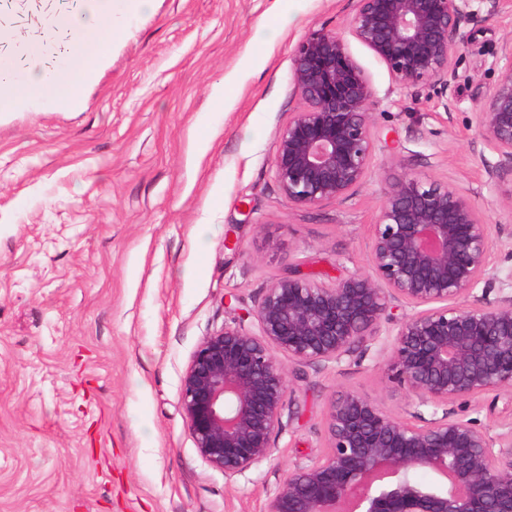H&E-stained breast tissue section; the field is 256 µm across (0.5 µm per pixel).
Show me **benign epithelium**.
I'll return each mask as SVG.
<instances>
[{
  "instance_id": "benign-epithelium-1",
  "label": "benign epithelium",
  "mask_w": 512,
  "mask_h": 512,
  "mask_svg": "<svg viewBox=\"0 0 512 512\" xmlns=\"http://www.w3.org/2000/svg\"><path fill=\"white\" fill-rule=\"evenodd\" d=\"M356 2L352 36L395 86L441 82L448 112L462 18L484 6L493 15L512 9V0ZM500 60L478 135L512 167V40ZM293 73L301 110L279 133L274 178L296 206L343 200L374 166V89L345 37L323 28L296 46ZM492 256L491 227L470 195L421 174L391 183L372 225L369 271L322 280L297 262L198 345L181 405L200 456L228 480L270 458L287 364L339 363L377 343L393 382L411 394L405 414L355 390L338 395L326 454L288 471L267 512H512V292L493 304L458 303L493 271ZM396 303L413 312L396 319ZM250 318L256 333L245 326ZM384 322L396 323L391 339L378 334ZM490 392L498 433L448 414V405L468 409ZM422 469L443 481L410 478Z\"/></svg>"
}]
</instances>
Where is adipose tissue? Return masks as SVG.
<instances>
[{
    "label": "adipose tissue",
    "mask_w": 512,
    "mask_h": 512,
    "mask_svg": "<svg viewBox=\"0 0 512 512\" xmlns=\"http://www.w3.org/2000/svg\"><path fill=\"white\" fill-rule=\"evenodd\" d=\"M74 10L56 24L70 35V52L54 66L43 62L39 44L27 48V65L18 69L0 56V114L35 106L73 109L83 88L96 82L109 63L112 48L126 36L124 20L145 13L152 0H76Z\"/></svg>",
    "instance_id": "obj_1"
}]
</instances>
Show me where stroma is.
<instances>
[{
  "label": "stroma",
  "mask_w": 512,
  "mask_h": 512,
  "mask_svg": "<svg viewBox=\"0 0 512 512\" xmlns=\"http://www.w3.org/2000/svg\"><path fill=\"white\" fill-rule=\"evenodd\" d=\"M56 0H14V44L51 40ZM289 21H281V11ZM355 0H155L67 112L0 115V512H266L289 469L323 455L328 402L354 389L403 413L375 349L289 366L272 456L233 480L200 456L180 401L205 336L291 263L316 277L369 268L385 187L413 173L468 192L492 226L495 302L512 272V170L477 117L512 15L466 18L444 111L398 88L350 38ZM349 37L386 136L351 196L288 203L273 175L300 109L293 51L311 31ZM224 94V108L213 95Z\"/></svg>",
  "instance_id": "35a3bbf8"
}]
</instances>
